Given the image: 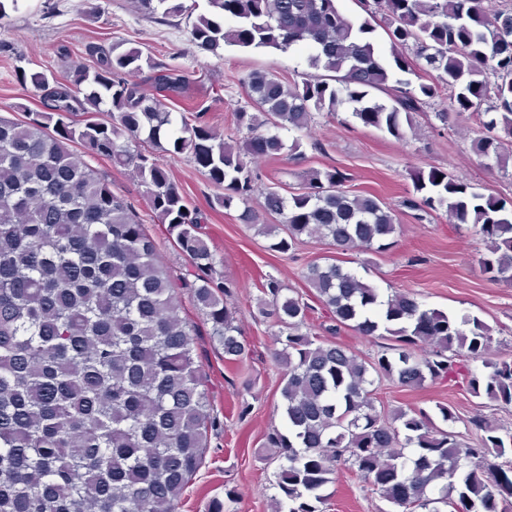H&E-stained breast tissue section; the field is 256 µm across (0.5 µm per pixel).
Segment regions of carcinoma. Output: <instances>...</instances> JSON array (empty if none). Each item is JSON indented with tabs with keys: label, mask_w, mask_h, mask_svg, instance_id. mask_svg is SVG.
<instances>
[{
	"label": "carcinoma",
	"mask_w": 512,
	"mask_h": 512,
	"mask_svg": "<svg viewBox=\"0 0 512 512\" xmlns=\"http://www.w3.org/2000/svg\"><path fill=\"white\" fill-rule=\"evenodd\" d=\"M362 2L368 19L357 25L337 0H205L201 11L135 0L150 19H188L191 42L206 51L310 50L308 65L325 74L288 82L267 71L249 75L251 109L233 112L240 142L177 118L148 93L134 79L145 67L158 92L185 79L139 48L89 42L79 60L62 50L60 76L19 70L42 108L24 121L0 116V512H177L218 427L195 330L179 316L156 242L90 161L106 158L145 188L155 217L196 268L188 288L227 363L246 353L227 303L231 285L214 276L202 217L187 208L161 156L188 154L223 190L219 205L241 203L238 222L271 237L277 253L304 236L378 253L399 229L391 207L345 190L335 168L311 172L287 195L258 189L253 160L296 149L282 132L308 130L321 112L346 109L401 140L446 90L448 108L435 118L447 122L450 108L472 112L482 131L471 152L502 168L512 161V6ZM374 21L386 29L390 63L368 38ZM427 68L437 72L432 83L400 77ZM99 112L110 119L95 120ZM413 187L419 198L410 208L443 209L452 223L472 225L485 244L483 272L512 285V206L437 168L416 172ZM259 209L282 226L258 223ZM306 280L332 322L327 332L344 328L388 344L362 357L323 340L308 327V302L276 279L262 284L271 300L260 313L278 327L274 357L284 366L286 428L264 442L280 461L272 512H322V490L342 468L396 512H440V504L448 512H512V428L482 413L512 407V359L492 357L490 326L477 317L459 325L407 292L385 297L334 261L311 265ZM478 360L482 374L468 365ZM381 379L404 389L428 379L465 384L483 399L464 420L477 445L423 410L385 404L375 387Z\"/></svg>",
	"instance_id": "carcinoma-1"
}]
</instances>
